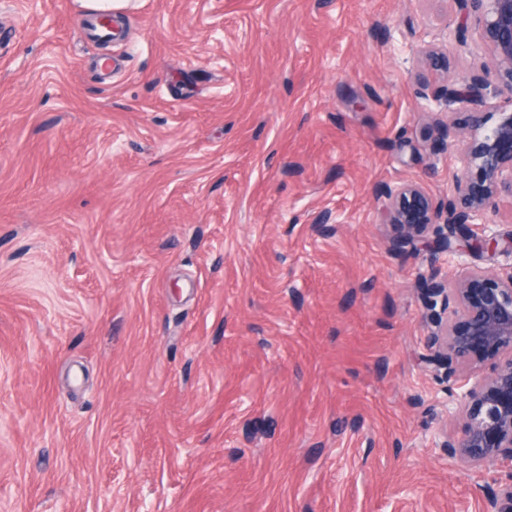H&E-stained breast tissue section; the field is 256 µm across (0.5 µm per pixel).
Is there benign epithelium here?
I'll list each match as a JSON object with an SVG mask.
<instances>
[{"instance_id":"benign-epithelium-1","label":"benign epithelium","mask_w":512,"mask_h":512,"mask_svg":"<svg viewBox=\"0 0 512 512\" xmlns=\"http://www.w3.org/2000/svg\"><path fill=\"white\" fill-rule=\"evenodd\" d=\"M459 10L458 28L475 20L492 48L495 83L462 74L429 94L438 76L448 73L451 51L418 50L427 63L415 75L423 97L468 107L462 118L443 124L442 149L456 152L460 168L448 200H436L421 185L407 183L385 190L383 208L395 251L420 242L449 256H512V236L491 227L501 199L512 197V0H459ZM490 96L502 102L494 112L484 110ZM468 224L482 225V233H462ZM422 300L433 350L428 364H490L488 373L468 378L450 394L446 413L458 422L459 432L444 447L478 465L512 462V272L502 277L489 269L467 270L458 286L449 288L434 271ZM453 302L454 317L442 321ZM485 512H512V474L486 493Z\"/></svg>"}]
</instances>
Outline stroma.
I'll return each instance as SVG.
<instances>
[{"label":"stroma","instance_id":"35a3bbf8","mask_svg":"<svg viewBox=\"0 0 512 512\" xmlns=\"http://www.w3.org/2000/svg\"><path fill=\"white\" fill-rule=\"evenodd\" d=\"M87 16L0 0V512H484L420 290L512 259L394 252L380 200L459 167L419 48L494 77L457 0Z\"/></svg>","mask_w":512,"mask_h":512}]
</instances>
